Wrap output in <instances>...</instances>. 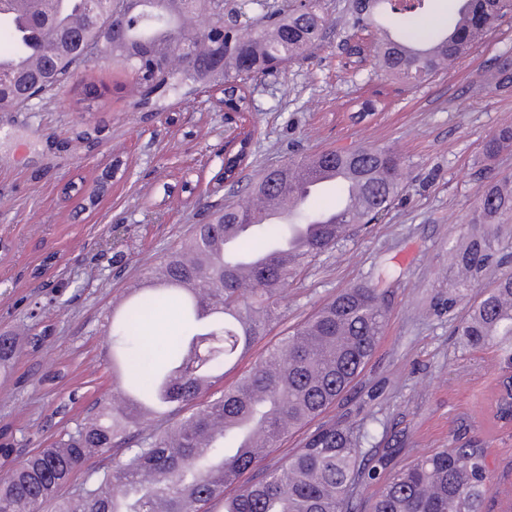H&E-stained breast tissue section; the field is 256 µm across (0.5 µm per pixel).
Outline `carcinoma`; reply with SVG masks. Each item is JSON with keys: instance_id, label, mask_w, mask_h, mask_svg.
Returning a JSON list of instances; mask_svg holds the SVG:
<instances>
[{"instance_id": "carcinoma-1", "label": "carcinoma", "mask_w": 512, "mask_h": 512, "mask_svg": "<svg viewBox=\"0 0 512 512\" xmlns=\"http://www.w3.org/2000/svg\"><path fill=\"white\" fill-rule=\"evenodd\" d=\"M79 5L52 14L38 0H26L23 34L39 63L0 71V112H14L34 97L65 83L94 59L112 58L129 72L125 87L135 104L178 94L203 84L226 92L245 81L243 71L266 74L298 59L322 38L326 20L319 0H291L277 9L269 0L246 4L256 12L251 31L224 28L218 49L213 27L224 0H63ZM427 0H351L348 23L378 34L374 65L417 86L440 71L439 61L455 57L488 32L473 25L416 38L392 19L419 16ZM470 18L480 13L489 25L512 13V0H458ZM512 145L505 126L485 144L487 157ZM335 166L358 178L366 206L330 223L311 198L295 193L289 172L304 169L309 157L266 170L249 186L253 194L294 195L291 219L263 223L246 207L228 203L209 209L204 222L179 248L165 255L142 288L112 308V400L98 404L91 419L75 417L59 438L0 478V512H353L356 479L372 476L382 459L362 450L364 433L326 423L278 467L259 474L232 496L225 490L249 470L267 448L290 430L332 406L371 357L386 320L378 289L356 286L338 294L278 345L267 350L236 386L200 401L216 373L244 354L278 310L290 275L308 259L333 248L358 224L378 220L404 189V162L385 149L362 146L323 151ZM512 222V189L493 182L482 189L471 219L486 230L449 253L459 286L478 279L495 262L498 227ZM244 226L252 230L244 234ZM315 226L298 259H279L300 227ZM237 237L236 253L224 238ZM262 255L251 285H239L241 258ZM175 307L176 325L161 339L162 360L144 334L156 311ZM458 333L470 349L495 347L512 367V273H502L460 320ZM216 340L215 353L200 360L196 342ZM22 352L16 337L0 335V367ZM259 436L262 448L243 446L244 433ZM0 428V456L23 445ZM115 451L112 465L88 470L78 491L65 487L94 455ZM491 491L485 450L471 441L443 448L397 470L374 499L371 512H484Z\"/></svg>"}]
</instances>
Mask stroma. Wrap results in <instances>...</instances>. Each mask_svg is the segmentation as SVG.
<instances>
[{"label": "stroma", "instance_id": "1", "mask_svg": "<svg viewBox=\"0 0 512 512\" xmlns=\"http://www.w3.org/2000/svg\"><path fill=\"white\" fill-rule=\"evenodd\" d=\"M330 27L308 58L278 74L249 81L257 134L235 195L264 169L299 155L378 146L402 157L406 187L381 221L342 237L288 281L279 317L214 383L212 394L249 374L268 348L348 288L372 285L384 296L387 320L375 352L338 401L320 417L367 433V451L384 457L375 479L356 488L358 512L403 465L448 444L476 441L487 456L491 491L485 512L512 505V424L492 419L491 404L508 369L497 349L463 347L456 327L478 287H455L449 250L466 244L479 191L512 179V148L489 159L488 135L512 125V87L495 84L512 55V17H504L455 69L418 86L386 80L373 67L339 66L349 31L340 24L345 0H321ZM111 60L82 68L65 89L0 112V334L25 338L48 327L45 345L27 351L0 375V426L29 435L12 460L57 438L69 418L112 394V301L143 281L189 236L200 217L183 190L188 181L226 190L217 175L224 158V110L198 87L158 107H134ZM108 86L94 106L83 84ZM384 91L387 105L352 117L357 100ZM106 191L76 212L70 188ZM151 213L159 223L147 222ZM117 239L124 255L101 254ZM319 421V422H320Z\"/></svg>", "mask_w": 512, "mask_h": 512}]
</instances>
